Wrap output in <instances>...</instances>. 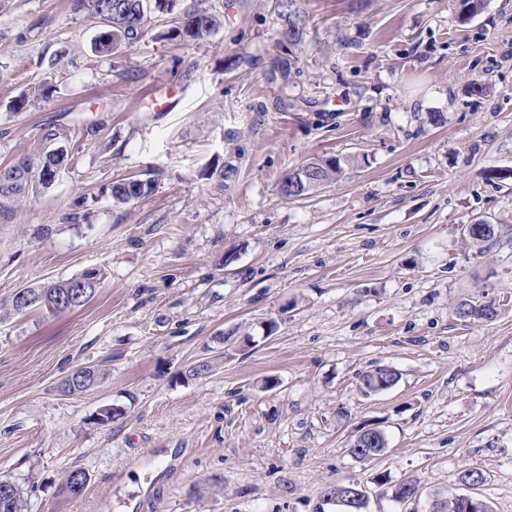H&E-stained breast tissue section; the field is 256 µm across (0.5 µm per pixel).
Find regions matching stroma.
I'll return each mask as SVG.
<instances>
[{
	"label": "stroma",
	"instance_id": "stroma-1",
	"mask_svg": "<svg viewBox=\"0 0 512 512\" xmlns=\"http://www.w3.org/2000/svg\"><path fill=\"white\" fill-rule=\"evenodd\" d=\"M296 6V47L280 0H175L100 54L90 10L0 0V170L50 131L69 153L52 185L0 205V303L103 272L83 308L0 319V476L29 512H336L322 492L348 481L368 512H430L466 468L512 512V0L473 17L463 0ZM189 9L219 27L167 37ZM321 156L343 174L282 198ZM127 177L153 192L115 203ZM479 220L499 227L484 251L462 230ZM465 299L498 314L459 320ZM79 365L106 377L61 393ZM377 365L400 380L364 395ZM107 405L121 414L102 425ZM372 427L387 452L350 456ZM74 468L88 484L62 498ZM293 0L282 1V7L284 8L283 14L281 18L283 20V38L288 41V43H299L302 41L304 31L298 28V24L296 19L299 17L303 18L306 27V19L300 14V12L296 9H291Z\"/></svg>",
	"mask_w": 512,
	"mask_h": 512
}]
</instances>
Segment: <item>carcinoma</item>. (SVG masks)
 Returning a JSON list of instances; mask_svg holds the SVG:
<instances>
[{
  "instance_id": "obj_1",
  "label": "carcinoma",
  "mask_w": 512,
  "mask_h": 512,
  "mask_svg": "<svg viewBox=\"0 0 512 512\" xmlns=\"http://www.w3.org/2000/svg\"><path fill=\"white\" fill-rule=\"evenodd\" d=\"M174 0H97L92 6V14L102 21V30L98 33L92 48L96 52L113 51L126 43H132L143 37L151 25L152 10L161 11L172 8ZM293 0H284L281 18L283 20V38L290 43L302 41L304 31L298 28L297 18L300 12L292 9ZM218 20L206 11H195L186 15L181 26H175L167 35L179 37L184 41H197L205 35L216 30ZM62 156H54V150L44 153L38 164L23 159L5 170V182L0 184V201H18L25 199L40 187L50 185L47 180L48 171L45 163L56 161L63 163L68 156L66 148L60 145ZM344 160L337 157L317 158L303 165V168L313 171L321 182H332L344 172ZM153 191L151 179H126L112 185V199L117 203H127L132 200L144 198ZM311 191L304 180H294V175L284 177L278 186V193L285 199L305 196ZM103 278L100 269H87L75 278L59 280L43 285L30 286L23 289L27 295L28 305L20 307L16 297H11L6 311L22 315L31 308L42 305L52 311L56 310L54 298L64 291V286L79 283L91 276ZM455 316L460 320H491L497 315V310L491 304L463 301L454 308ZM105 372L97 365L79 366L70 371L59 384L60 391L66 395L78 394L88 391L100 384ZM400 375L395 371H387L379 366L366 371L361 377V389L367 394H378L389 390L399 381ZM388 441L381 435L371 442H352L348 448L349 454L357 460H368L386 452ZM420 492L419 484L410 478L402 480L393 490V497L399 502H408L410 497ZM344 498L342 485H329L322 493V502L332 505L338 512H365V508H346L338 504ZM434 508L430 512H468L464 503L456 494H437L433 500ZM0 512H28L27 499L18 484H13L11 493L0 500Z\"/></svg>"
}]
</instances>
